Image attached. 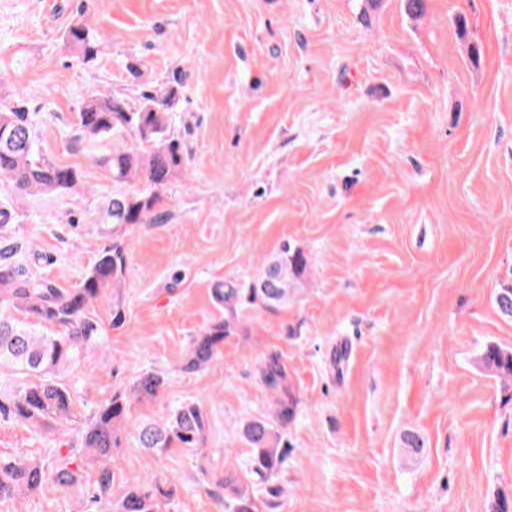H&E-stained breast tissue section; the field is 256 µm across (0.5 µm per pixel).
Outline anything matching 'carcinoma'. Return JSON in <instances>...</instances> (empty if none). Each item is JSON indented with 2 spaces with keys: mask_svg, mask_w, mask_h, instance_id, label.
<instances>
[{
  "mask_svg": "<svg viewBox=\"0 0 512 512\" xmlns=\"http://www.w3.org/2000/svg\"><path fill=\"white\" fill-rule=\"evenodd\" d=\"M105 36L85 22L72 23L63 40L77 50L84 64L97 59ZM177 90L170 85L143 89L134 98L112 90L97 92L80 106L76 130L69 137L72 150H96L95 162L116 189L100 209V223L112 225L116 239L100 251L78 286L59 288L31 274L16 258L11 244L0 249V367L7 365L23 382L0 401V415L35 432H55L71 418L75 391L67 381L70 372L91 352L106 348L96 305L110 298L109 323L117 328L126 322L119 290L125 281L128 250L124 236L137 224H154L167 214L168 186L185 166L184 145L172 130V112ZM0 176L8 179L17 195H67L80 190L83 171L42 154L36 125L23 99L0 97ZM12 201L0 199V230L18 221ZM308 267L304 253L283 245L246 289L252 304L277 311L288 305L299 289ZM499 313L512 318V286L496 292ZM236 329L233 317L208 324L191 347L185 369L200 371L217 356L224 337ZM482 371L512 387V349L489 344L476 357ZM261 382L273 393L270 417H251L242 435L251 451L245 484L227 476L224 512H264L257 484L268 481L281 468L288 445L283 430L294 418L296 400L288 383L286 367L277 357L260 367ZM165 386L164 379L145 372L129 390L115 392L95 412L92 421L78 433L77 447L70 454L36 458L25 450L0 454V502L25 500L52 489L76 485L80 460L96 468L90 497L93 512H166L164 501L172 490L154 491L130 485L119 498L112 495V470L106 465L112 450L121 446L119 431L127 419L130 401L154 399ZM208 421L193 403L176 406L161 422H148L135 430L137 447L153 454L172 448L196 451L207 438ZM403 447L416 458L424 450L423 438L406 431Z\"/></svg>",
  "mask_w": 512,
  "mask_h": 512,
  "instance_id": "obj_1",
  "label": "carcinoma"
}]
</instances>
